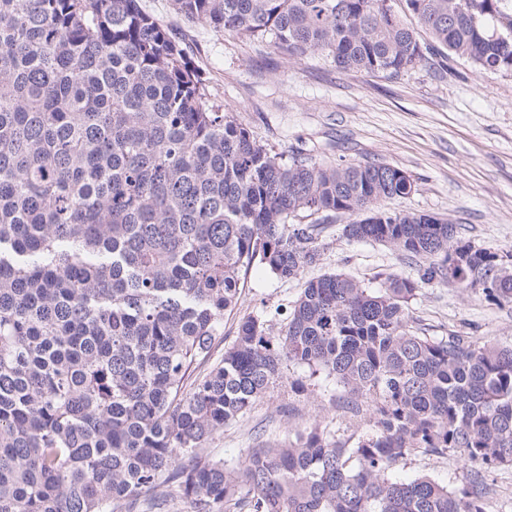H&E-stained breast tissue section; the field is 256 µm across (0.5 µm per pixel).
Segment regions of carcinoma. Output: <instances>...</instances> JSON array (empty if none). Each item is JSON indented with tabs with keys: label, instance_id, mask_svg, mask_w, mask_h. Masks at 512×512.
<instances>
[{
	"label": "carcinoma",
	"instance_id": "1",
	"mask_svg": "<svg viewBox=\"0 0 512 512\" xmlns=\"http://www.w3.org/2000/svg\"><path fill=\"white\" fill-rule=\"evenodd\" d=\"M393 2L174 0L338 69L395 78L446 49L512 72V0H404L408 22ZM415 191L387 163L257 142L139 0H0V512H487L482 472L512 466V347L430 336L410 304L438 283L511 307L512 254L383 209ZM338 214L415 275L310 279L284 326L242 319L204 367L247 273L318 265ZM286 363L296 391L336 379L368 429L198 453ZM446 451L477 467L460 487L392 476Z\"/></svg>",
	"mask_w": 512,
	"mask_h": 512
}]
</instances>
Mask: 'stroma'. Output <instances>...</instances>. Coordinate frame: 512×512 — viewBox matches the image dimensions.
Returning <instances> with one entry per match:
<instances>
[{
  "mask_svg": "<svg viewBox=\"0 0 512 512\" xmlns=\"http://www.w3.org/2000/svg\"><path fill=\"white\" fill-rule=\"evenodd\" d=\"M140 4L201 72L209 101L222 104L257 141L324 162L369 158L399 167L417 189L387 202L388 210L439 216L457 226L460 238L512 253V72L480 71L445 53L393 79L346 72L317 57L291 59L190 22L172 0ZM348 221L341 214L329 224L320 264L301 278L284 281L252 269L237 306L224 317L225 343L249 315L264 317L276 329L283 326L289 303L313 277L344 272L374 287L381 272L413 276V266L397 252L343 238ZM411 311L430 335L467 331L512 346V307L497 306L481 293L432 285L420 291ZM302 374L285 367L282 380L243 417L214 433L205 452L231 462L258 442L288 440L315 421L345 436L351 419L342 407V387L330 378L313 391L292 392L291 381ZM421 474L461 485L467 470L454 454L419 453L394 471L400 480Z\"/></svg>",
  "mask_w": 512,
  "mask_h": 512,
  "instance_id": "stroma-1",
  "label": "stroma"
}]
</instances>
